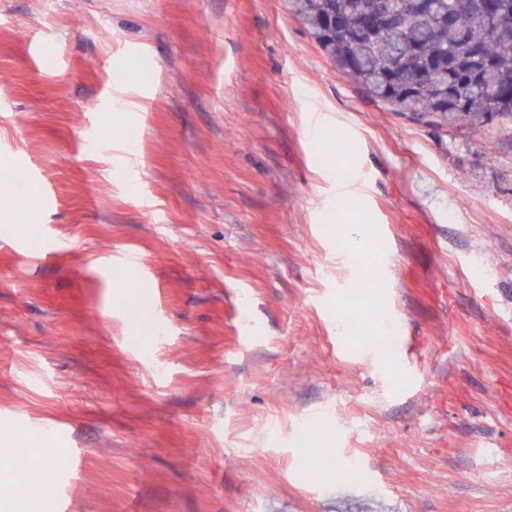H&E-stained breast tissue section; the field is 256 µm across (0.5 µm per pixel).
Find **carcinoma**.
<instances>
[{"instance_id":"cac0c4a2","label":"carcinoma","mask_w":512,"mask_h":512,"mask_svg":"<svg viewBox=\"0 0 512 512\" xmlns=\"http://www.w3.org/2000/svg\"><path fill=\"white\" fill-rule=\"evenodd\" d=\"M411 26L363 31L374 5L407 0H288L324 54L396 112L430 122L512 118V0H428Z\"/></svg>"}]
</instances>
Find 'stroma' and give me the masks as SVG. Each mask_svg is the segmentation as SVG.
<instances>
[{"mask_svg":"<svg viewBox=\"0 0 512 512\" xmlns=\"http://www.w3.org/2000/svg\"><path fill=\"white\" fill-rule=\"evenodd\" d=\"M16 169L52 200L0 204V423L53 453L41 512H512L511 119L391 111L285 0H0Z\"/></svg>","mask_w":512,"mask_h":512,"instance_id":"35a3bbf8","label":"stroma"}]
</instances>
